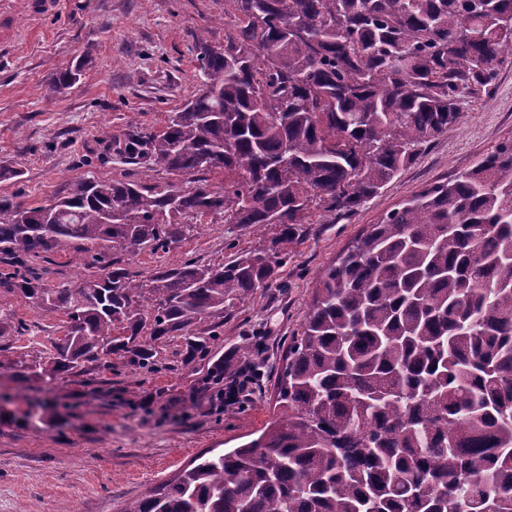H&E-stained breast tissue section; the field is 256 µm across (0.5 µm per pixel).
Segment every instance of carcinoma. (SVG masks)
Listing matches in <instances>:
<instances>
[{
  "label": "carcinoma",
  "instance_id": "cac0c4a2",
  "mask_svg": "<svg viewBox=\"0 0 512 512\" xmlns=\"http://www.w3.org/2000/svg\"><path fill=\"white\" fill-rule=\"evenodd\" d=\"M224 15V45H195L191 99L120 151L191 189L89 177L39 205L0 197V289L63 315L47 375L149 370L176 336L206 362L199 393L256 376L212 354L218 320L277 279L315 212H356L447 134L512 51V0H224ZM217 216L269 244L218 267L132 269L130 255ZM65 243L103 275L45 287L31 260ZM275 408L257 438L123 512H512V141L324 269Z\"/></svg>",
  "mask_w": 512,
  "mask_h": 512
}]
</instances>
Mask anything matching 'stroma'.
Wrapping results in <instances>:
<instances>
[{
  "label": "stroma",
  "mask_w": 512,
  "mask_h": 512,
  "mask_svg": "<svg viewBox=\"0 0 512 512\" xmlns=\"http://www.w3.org/2000/svg\"><path fill=\"white\" fill-rule=\"evenodd\" d=\"M224 0H61L56 15L0 62V167L22 166L21 179L0 180V197L38 204L94 176L152 185L161 170L122 163L127 133L160 128L196 90L200 36L224 40ZM83 62L80 80L58 94L54 77ZM490 95L467 102L459 123L423 148L416 161L355 213H318L292 245L272 287L237 303L224 317L214 352L250 347L259 379L247 397L224 404L200 395L202 362H187L179 338L157 347L158 367L114 365L54 379L34 373L48 357L60 321L15 294L0 292V315L23 320L25 335L0 338V409L29 414L0 427V512H122L127 502L166 482L201 453L214 455L251 439L274 412L275 380L288 339L303 321L323 269L367 225L427 184L474 167L512 139V56L494 65ZM266 235L215 220L166 250L141 251L134 269L148 272L186 260L217 266L235 249ZM87 257L60 247L32 265L51 287L71 284ZM32 377L15 379L18 367Z\"/></svg>",
  "instance_id": "obj_1"
}]
</instances>
